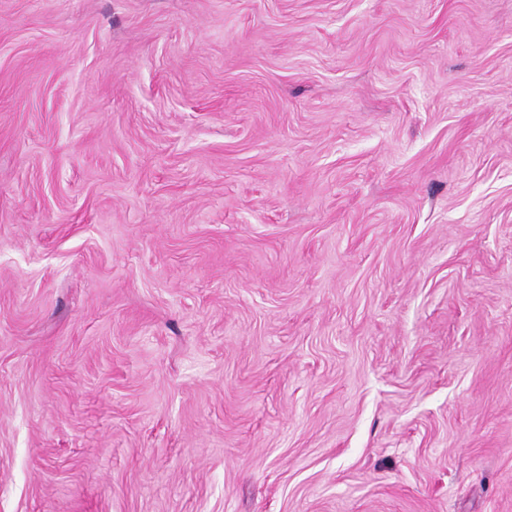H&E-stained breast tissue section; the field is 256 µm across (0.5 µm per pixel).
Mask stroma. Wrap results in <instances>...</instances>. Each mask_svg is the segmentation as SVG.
<instances>
[{"mask_svg":"<svg viewBox=\"0 0 512 512\" xmlns=\"http://www.w3.org/2000/svg\"><path fill=\"white\" fill-rule=\"evenodd\" d=\"M0 512H512V0H0Z\"/></svg>","mask_w":512,"mask_h":512,"instance_id":"35a3bbf8","label":"stroma"}]
</instances>
